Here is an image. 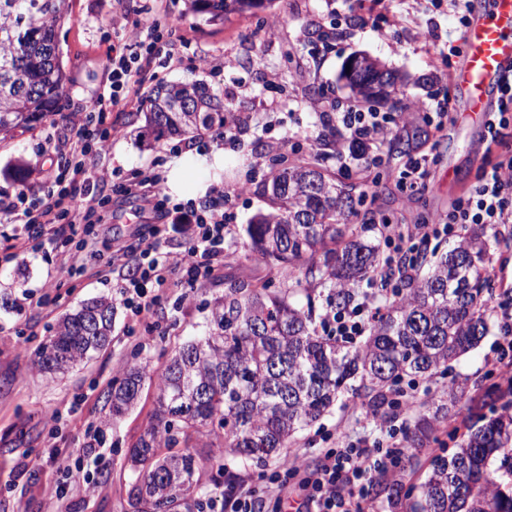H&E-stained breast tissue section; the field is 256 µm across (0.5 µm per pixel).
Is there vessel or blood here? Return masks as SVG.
Masks as SVG:
<instances>
[{"instance_id": "vessel-or-blood-1", "label": "vessel or blood", "mask_w": 512, "mask_h": 512, "mask_svg": "<svg viewBox=\"0 0 512 512\" xmlns=\"http://www.w3.org/2000/svg\"><path fill=\"white\" fill-rule=\"evenodd\" d=\"M512 74V0H487L470 16L453 83L464 95L462 121L486 128L505 77Z\"/></svg>"}]
</instances>
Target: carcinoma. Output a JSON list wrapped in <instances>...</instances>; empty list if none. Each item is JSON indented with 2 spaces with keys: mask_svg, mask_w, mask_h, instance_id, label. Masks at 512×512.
Segmentation results:
<instances>
[{
  "mask_svg": "<svg viewBox=\"0 0 512 512\" xmlns=\"http://www.w3.org/2000/svg\"><path fill=\"white\" fill-rule=\"evenodd\" d=\"M189 2L211 24L258 7V0ZM66 16L65 0H0V140L57 110L68 82L57 42ZM148 102L138 130L147 144L222 131L231 115L224 100L197 81L159 85ZM418 145L415 134L396 135L390 149L408 155ZM309 170L322 180L317 192L301 185ZM263 193L273 210L246 226L250 252L280 274L291 277L301 268L305 281L329 284L327 305H349L354 285L381 264L370 236L374 225L357 231L348 224L365 197L354 198L333 174L309 163L275 171ZM462 230L451 250L400 282L398 300L359 346L319 333L310 303L301 306L267 283H227L206 333L179 346L156 375L151 422L129 451L135 473L127 491L130 512H204L213 500L196 476L199 463L225 471L228 461L278 458L343 394L386 417L400 407L397 386L404 378L448 372L488 334L493 298L488 241ZM113 316L106 298L82 303L37 346L33 365L57 372L89 358L110 342ZM148 376V366L135 365L105 393L112 420L137 404ZM501 377L468 397L449 386L448 402L405 433L396 465L410 480L406 500L397 483L375 481L370 493L386 495L390 512H512V372L505 369ZM461 400L466 416L449 433L453 446L432 452L424 476L413 481L420 455ZM212 435L224 444L204 455L199 441Z\"/></svg>",
  "mask_w": 512,
  "mask_h": 512,
  "instance_id": "cac0c4a2",
  "label": "carcinoma"
}]
</instances>
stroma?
Instances as JSON below:
<instances>
[{"label": "stroma", "instance_id": "35a3bbf8", "mask_svg": "<svg viewBox=\"0 0 512 512\" xmlns=\"http://www.w3.org/2000/svg\"><path fill=\"white\" fill-rule=\"evenodd\" d=\"M68 20L58 39L68 83L56 113L35 129L17 132L0 142V194L16 195L23 187L37 189L46 182L44 151L47 135L69 133L70 112L85 105L109 84L108 60L114 45L123 42V24L112 21L117 0H67ZM167 20L174 36L186 37L184 53L161 57L155 66L156 82L204 80L243 123L234 141L207 132L193 140L170 139L147 145L139 142L138 112H111L120 127L109 150L98 160V173L114 183L131 184L152 176L167 177L171 164L186 154L207 156L224 150V169L203 171L209 191L229 194L235 215L224 235V257L211 274L189 285L180 269H172L166 296L152 313L130 319L116 309L112 343L89 361L66 372L46 375L33 367L32 353L50 336L59 319L81 302L112 297V284L125 268L109 262L101 241L112 235L131 242L145 222L134 198L112 201L118 220L95 225L92 250L81 238H60L56 250L15 254L22 229L8 213L0 212V512H127L125 486L132 472L126 450L149 424L155 387L145 383L138 404L121 420H108L102 398L106 387L122 377L130 365L160 368L179 345L200 335L213 301L230 280L272 281L269 267L248 252L243 227L257 212L266 210L258 189L273 162H311L335 174L352 194H369L367 208L394 224L414 217L446 212L471 186L482 165L496 161L477 131L449 113L442 130L428 129L426 143L437 156L427 190L407 194L399 177L406 156L384 153V162L366 167L351 160L336 164L331 149L318 145L319 114L331 103L349 102L353 94L341 77L347 60L365 54L399 76L401 87L389 100L377 104L392 112L399 126L423 125L436 93L458 99L449 79L448 37L456 22L447 0H271L253 13L229 15L224 24L211 25L187 14L184 0H166ZM230 61L222 78L211 77L207 61ZM33 172L27 183L10 178L18 161ZM493 288L490 330L479 346L452 364L450 375L416 380L407 385L409 403L394 419L383 421L344 395L330 415L302 431L289 456L301 472H309L337 443L387 445L403 438L418 411H434L448 397V382L472 392L489 385L498 373L506 338L500 327L503 307H512V228L486 226ZM80 255L84 269L68 272V259ZM79 412H72L74 401ZM59 412L56 424L46 422ZM102 428L103 455L87 451L88 431ZM280 465L271 459L260 464L230 465L228 471L205 466L200 477L210 495L226 489L227 474L235 486L271 476ZM90 470L96 486L57 500L55 490L67 469Z\"/></svg>", "mask_w": 512, "mask_h": 512}]
</instances>
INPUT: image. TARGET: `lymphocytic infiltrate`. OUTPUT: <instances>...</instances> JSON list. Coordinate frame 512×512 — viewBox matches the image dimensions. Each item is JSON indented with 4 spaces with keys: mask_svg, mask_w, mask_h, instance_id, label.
Instances as JSON below:
<instances>
[{
    "mask_svg": "<svg viewBox=\"0 0 512 512\" xmlns=\"http://www.w3.org/2000/svg\"><path fill=\"white\" fill-rule=\"evenodd\" d=\"M165 19L163 0H141L134 9L132 30L122 46L109 59L111 84L88 106L82 107L71 122L70 136L58 145L53 160L54 187L44 197L30 201L25 196L0 199V211L15 215L24 230L21 250L38 252L53 244L56 236L76 235L89 223L100 197L93 196L84 205L75 202L78 188L96 177L95 157L111 144L116 129L108 120L109 107L135 106L148 82L154 79V64L160 52L174 54L177 41H162L158 30ZM324 132L335 135L333 154L338 162L354 158L378 165L380 147L396 123L391 112H374L356 104H346L333 112H321ZM490 137L500 147L499 160L482 167L474 184L457 200L448 213L432 222L393 226L389 239L394 246L375 273L381 284L402 281L413 274L419 263L421 245L428 239L451 234L455 225L512 224V77L508 78L496 110L492 114ZM229 197L220 193L198 210L165 208L160 181H153L141 197V211L157 213L159 219L193 227L188 258L183 262L186 282H197L207 275L212 261L223 252L224 230L232 218ZM157 235L143 238L139 244L141 262L131 278L117 285L115 299L138 318L161 299L166 286L163 269L167 258ZM380 316L374 298L363 295L361 301L344 310L329 308L320 326L327 335L350 343L364 335ZM400 453L399 448L346 447L327 451L319 466L299 484L296 512H350L354 499L362 497L373 475L387 472Z\"/></svg>",
    "mask_w": 512,
    "mask_h": 512,
    "instance_id": "lymphocytic-infiltrate-1",
    "label": "lymphocytic infiltrate"
}]
</instances>
